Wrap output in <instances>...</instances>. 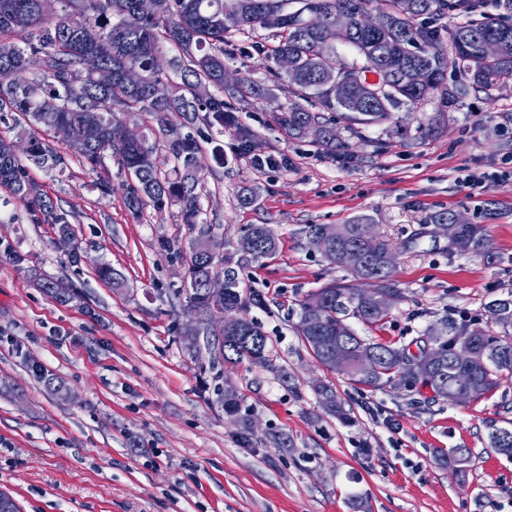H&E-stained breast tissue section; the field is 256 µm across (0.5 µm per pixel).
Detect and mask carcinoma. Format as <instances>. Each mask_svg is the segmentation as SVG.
<instances>
[{
    "label": "carcinoma",
    "mask_w": 512,
    "mask_h": 512,
    "mask_svg": "<svg viewBox=\"0 0 512 512\" xmlns=\"http://www.w3.org/2000/svg\"><path fill=\"white\" fill-rule=\"evenodd\" d=\"M0 0V118L10 114L13 127L19 129L17 139L26 141L27 161L49 169L65 161L55 149L61 142L95 170L109 156L127 172L123 201L139 214L149 206L161 211L177 207L183 223L194 228L202 223V179L204 162L201 146L191 129L202 124L224 134L225 113L231 103L224 101V60L234 51L232 37L257 28L272 31L274 44L255 46L264 61L273 86L288 93V109L275 115V122L289 137L302 136L309 122L321 124L325 133L319 146L334 152L348 145L336 138V124L324 116L326 112L359 113L350 120L366 125H383L392 121V110L406 105L414 108L424 101L421 94L402 83L404 72L412 67L422 70L434 90L441 91L449 108L460 105L468 88L475 87L492 94L512 83V0H494L501 11L494 16L482 11L484 0H299L301 7L293 12L271 15L263 0H239L222 4V0H159L157 13L144 18L138 13V0ZM376 3L395 24L380 32L369 28V4ZM24 13L29 26L23 30L10 24L9 13ZM450 12L464 16L448 33L443 43L438 30L418 22L420 18L437 19ZM319 13L328 23L341 15L348 23L344 43L360 61L348 64L327 42L324 28L304 24L305 14ZM92 25L99 31L95 49H83L78 37L83 28ZM501 42L498 57L488 59L481 53L487 38ZM175 49L179 55L167 59V65L156 69L153 59ZM294 55L299 66L293 73L275 68L280 54ZM42 67L31 71L32 63ZM129 68L143 73L142 86L133 90L122 79ZM112 70V84L96 82V72ZM350 70L355 80L348 88L349 106L325 92L322 82L339 71ZM390 71L396 79L380 95L367 92L363 83L367 74ZM452 85H447L448 76ZM165 82L167 97L158 99L151 87ZM209 86V93L199 97L196 88ZM236 100L249 102L270 94V87L243 79L236 89ZM146 112L152 116L154 141L144 137L131 145L112 141L111 126L121 123L120 116ZM103 128L100 141L83 147L78 142L90 122ZM13 140L0 137V187L26 207L34 224H58L61 232L70 230V214L61 210L27 179L26 166L17 154L10 153ZM163 144L173 159L171 171L164 172L155 153ZM368 219L357 218L339 227V243L331 242L319 249L324 260L350 271L354 283L331 282L317 290L325 304L318 313L307 311L300 303L298 335L315 359L325 362L329 345L342 340L351 343L355 355L372 352L378 369L368 377L360 375L354 365L340 370L353 384L373 388L394 389L395 370L401 368L405 346L373 342L359 336L347 323L349 317L373 325L387 316L377 306V296L394 289L391 273L393 253L373 241L366 228ZM452 244L462 254L494 259L487 229L483 224L461 223ZM192 242L189 255V288L185 289L191 310L208 312L216 306L242 308L248 304L266 306L258 291L244 298L236 280L228 279L224 298L216 299L203 288L204 280L217 273V263L196 249ZM347 245L365 257V264L353 268L343 256ZM238 247L254 260L276 254L278 244L271 230L253 224L243 235ZM490 320L503 328L495 334L488 327L472 324L458 327L447 319L433 324L424 332L430 343L428 355L433 370L424 377L415 376L431 388L435 400L465 403L463 392L473 388L484 394L497 388L503 375H512V293L487 304ZM213 345L222 351L224 362L248 359L253 364L271 367L267 336L260 325L250 321L245 336L214 337ZM323 408L332 415L343 416L342 403L330 385L315 386ZM240 399L235 387L224 386V411L236 414ZM491 447L512 456V429H498L490 435ZM471 460L468 448L448 450V464L464 475Z\"/></svg>",
    "instance_id": "cac0c4a2"
}]
</instances>
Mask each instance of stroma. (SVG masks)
<instances>
[{
    "label": "stroma",
    "mask_w": 512,
    "mask_h": 512,
    "mask_svg": "<svg viewBox=\"0 0 512 512\" xmlns=\"http://www.w3.org/2000/svg\"><path fill=\"white\" fill-rule=\"evenodd\" d=\"M268 36H234L230 78L268 83L251 47ZM287 105L277 89L234 110L253 132L249 146L225 129L223 164L207 161L202 172L203 219L224 243L225 269L241 294L266 297L242 315L267 336L269 368L213 365L190 346L183 290L195 233L173 208L130 213L114 158L93 170L60 143L64 169L26 167L71 212L73 251L57 225L31 223L0 189V490L22 512H352L358 493L371 512H512V458L490 445L495 429H512V378L457 404L424 387L355 386L321 366L297 332L301 300L331 280L352 281L311 248L305 226L357 217L392 249L399 290L383 322H354L359 336L400 346L463 312L489 324L487 304L512 292V183L495 177L512 158V85L490 97L468 90L455 109L436 95L381 126L334 113L347 145L334 155L313 138L285 136L274 115ZM256 155L288 164L257 169ZM469 174L480 176L477 188L463 185ZM246 189L256 198L248 206L239 201ZM445 211L487 225L494 262L427 235ZM253 224L278 239L274 258L238 251ZM101 263L122 287L97 276ZM47 280L63 282V294L47 292ZM228 382L256 424L252 442L224 411ZM319 382L335 388L345 419L324 410ZM449 448L471 450L465 477L438 461Z\"/></svg>",
    "instance_id": "obj_1"
}]
</instances>
